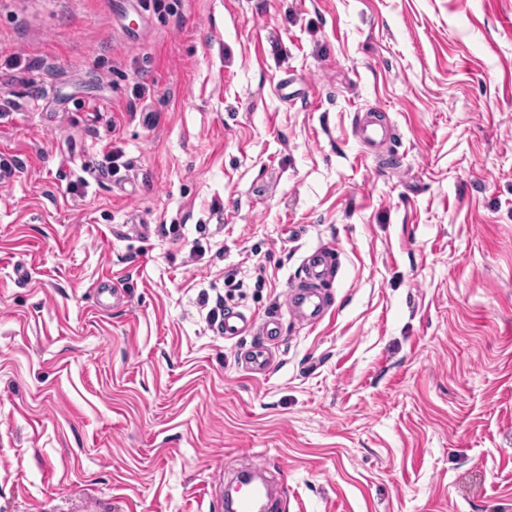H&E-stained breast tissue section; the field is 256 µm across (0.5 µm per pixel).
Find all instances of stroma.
Segmentation results:
<instances>
[{"label":"stroma","mask_w":512,"mask_h":512,"mask_svg":"<svg viewBox=\"0 0 512 512\" xmlns=\"http://www.w3.org/2000/svg\"><path fill=\"white\" fill-rule=\"evenodd\" d=\"M163 3L0 0V512H512V0ZM384 129L385 126L379 114L375 112H365L357 116L355 134L371 150L377 145L380 133L384 132ZM301 272L303 277L300 282L289 291V312L302 320L320 321L331 306L330 295L323 288L335 277L334 254L323 249L316 250L305 258ZM255 319L242 312H232L224 315V324L221 326V334L225 338L239 336L253 328ZM259 339L243 353L246 367L256 374H267L272 367V356L268 342L281 336V323L274 316H268L259 326ZM245 477H250L251 480L244 481ZM245 477L240 480L235 490V495H228L225 505L226 510L233 512H255V504L262 502L263 497L266 495L265 484L257 482L251 475Z\"/></svg>","instance_id":"35a3bbf8"}]
</instances>
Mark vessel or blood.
<instances>
[{"label": "vessel or blood", "mask_w": 512, "mask_h": 512, "mask_svg": "<svg viewBox=\"0 0 512 512\" xmlns=\"http://www.w3.org/2000/svg\"><path fill=\"white\" fill-rule=\"evenodd\" d=\"M385 126L379 114L366 112L355 122V134L368 148H375ZM303 276L297 285L291 287L288 296L290 313L306 321H320L330 307V296L325 285L335 275V259L332 252L319 249L306 257L302 266ZM256 330L259 339L243 354L246 367L253 373L265 374L272 367L269 344L281 335V324L276 317H267L263 322H255L241 312L225 314L221 331L224 336L242 335ZM266 494L264 483L256 480L240 481L234 495L226 499L228 512H255V505Z\"/></svg>", "instance_id": "1"}]
</instances>
